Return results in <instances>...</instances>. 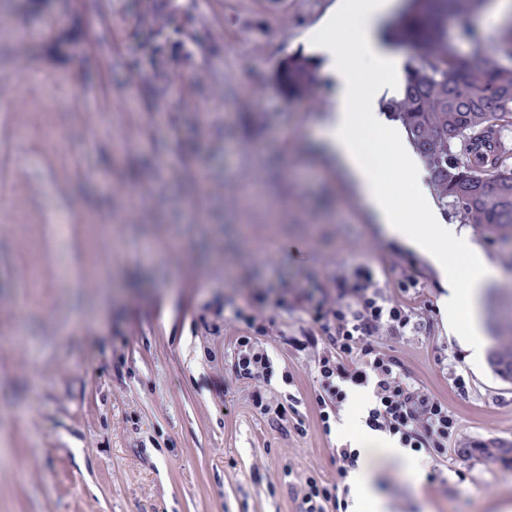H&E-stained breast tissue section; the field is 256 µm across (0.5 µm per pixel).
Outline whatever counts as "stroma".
<instances>
[{"label": "stroma", "mask_w": 512, "mask_h": 512, "mask_svg": "<svg viewBox=\"0 0 512 512\" xmlns=\"http://www.w3.org/2000/svg\"><path fill=\"white\" fill-rule=\"evenodd\" d=\"M334 2L0 0V512H298L369 393L324 432L323 348L288 339L359 266L421 319L381 345L458 421L446 457L407 451L419 482L376 465L390 512H512V461L487 455L512 445V383L472 362L436 269L319 157ZM483 18L447 30L508 63ZM294 54L314 71L292 92ZM242 308L274 321L271 382L233 372ZM257 392L298 397L301 426ZM298 399L291 393L285 395V403L276 401L273 403L268 401L262 394L255 393L253 396V404L256 409L259 410L260 414L264 416H268L273 422L277 424L284 421H288V413L292 412L295 415L299 416V412L296 408V403Z\"/></svg>", "instance_id": "obj_1"}]
</instances>
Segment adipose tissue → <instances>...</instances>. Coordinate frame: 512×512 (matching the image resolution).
I'll use <instances>...</instances> for the list:
<instances>
[{
  "instance_id": "obj_1",
  "label": "adipose tissue",
  "mask_w": 512,
  "mask_h": 512,
  "mask_svg": "<svg viewBox=\"0 0 512 512\" xmlns=\"http://www.w3.org/2000/svg\"><path fill=\"white\" fill-rule=\"evenodd\" d=\"M395 5V0H338L322 20L325 36L318 50L335 77V90L331 109L320 124V145L384 235L425 255L437 269L444 288L439 304L445 321L451 328L463 325V343L479 361L486 345L482 297L499 270L466 230L440 221L421 156L399 129L368 107L360 90L364 77L392 86L400 74L402 56L377 39L379 20ZM402 179L408 190L400 196L394 186ZM451 252L465 258V268L449 265Z\"/></svg>"
}]
</instances>
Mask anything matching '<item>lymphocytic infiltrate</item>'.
<instances>
[{
    "label": "lymphocytic infiltrate",
    "instance_id": "1",
    "mask_svg": "<svg viewBox=\"0 0 512 512\" xmlns=\"http://www.w3.org/2000/svg\"><path fill=\"white\" fill-rule=\"evenodd\" d=\"M334 305H311L312 329L327 342L326 352L315 368L319 382L316 395L322 425H329L347 399V386L367 387L372 401L365 426L396 437L401 447L427 451L441 457L457 428V419L447 405L434 398L408 372L403 360L380 345L378 338H400L418 328L412 311L388 302L368 270H359L353 283L338 279ZM248 329L236 340L234 373L240 380L271 381L274 362L261 342L269 327L247 310L236 313ZM360 453L352 448L336 451V483L309 480L299 512H347L348 500L340 494Z\"/></svg>",
    "mask_w": 512,
    "mask_h": 512
}]
</instances>
